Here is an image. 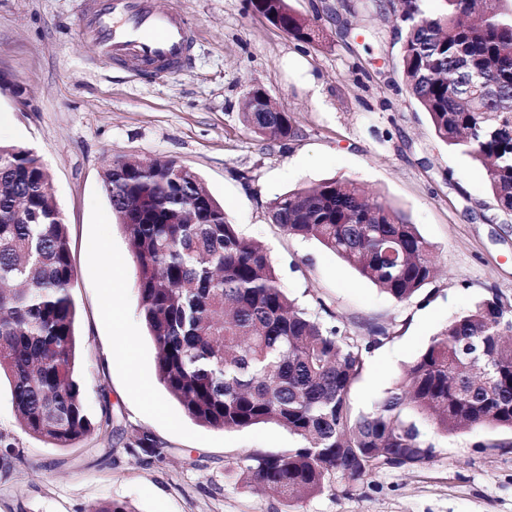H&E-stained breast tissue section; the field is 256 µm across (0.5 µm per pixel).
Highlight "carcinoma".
Returning <instances> with one entry per match:
<instances>
[{"label": "carcinoma", "mask_w": 512, "mask_h": 512, "mask_svg": "<svg viewBox=\"0 0 512 512\" xmlns=\"http://www.w3.org/2000/svg\"><path fill=\"white\" fill-rule=\"evenodd\" d=\"M390 0L402 17L407 92L437 139L480 163L500 210L512 215V3ZM270 23L300 42L316 30L289 0H254ZM244 124L269 140L293 139L287 112H264L249 90ZM103 190L126 230L142 322L164 390L197 424L220 431L271 424L295 448L254 450L229 462L248 486L275 494L284 512L311 496L347 494L380 469L414 468L435 446L417 419L453 435L512 431V304L495 295L448 321L369 412L351 390L372 350L394 327L347 328L301 307L267 249L244 240L199 176L177 161L114 160ZM273 223L314 239L395 301L410 304L435 276L432 245L408 217L354 181L328 179L270 204ZM75 268L68 225L52 199L48 168L33 150L0 144V374L22 431L70 448L111 439L112 411L90 420L77 373ZM0 464L19 459L0 434ZM125 447L158 452L133 430Z\"/></svg>", "instance_id": "obj_1"}]
</instances>
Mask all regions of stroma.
<instances>
[{"label":"stroma","instance_id":"1","mask_svg":"<svg viewBox=\"0 0 512 512\" xmlns=\"http://www.w3.org/2000/svg\"><path fill=\"white\" fill-rule=\"evenodd\" d=\"M195 29L186 71L154 81L106 64L75 19L84 0H0V143L32 149L52 175L69 229L81 340L79 378L91 419L119 415L111 440L56 448L19 427L0 382V432L23 450L0 468V512H89L103 501L134 512H283L229 472L253 450L296 447L275 425L223 432L189 419L160 385L156 349L139 316L127 235L102 175L120 157L191 168L248 240L269 250L282 284L310 311L344 323L395 326L367 357L351 400L370 409L432 339L476 301L512 304V217L485 169L448 148L405 90L404 37L376 0H290L317 18L315 41L295 40L251 0H154ZM302 56L307 76L287 68ZM296 121L297 140L268 141L241 120L251 84ZM337 178L405 212L435 249L437 277L411 304L382 293L334 253L288 236L270 218L278 195ZM124 316L116 332L113 311ZM149 431L163 453L132 455L124 433ZM501 430L433 435L435 456L409 471L384 468L347 495L307 498L301 512H512V447Z\"/></svg>","mask_w":512,"mask_h":512}]
</instances>
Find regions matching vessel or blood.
Segmentation results:
<instances>
[{"instance_id": "obj_1", "label": "vessel or blood", "mask_w": 512, "mask_h": 512, "mask_svg": "<svg viewBox=\"0 0 512 512\" xmlns=\"http://www.w3.org/2000/svg\"><path fill=\"white\" fill-rule=\"evenodd\" d=\"M76 24L105 63L147 77L181 71L194 44L182 13L157 10L152 0H86Z\"/></svg>"}]
</instances>
